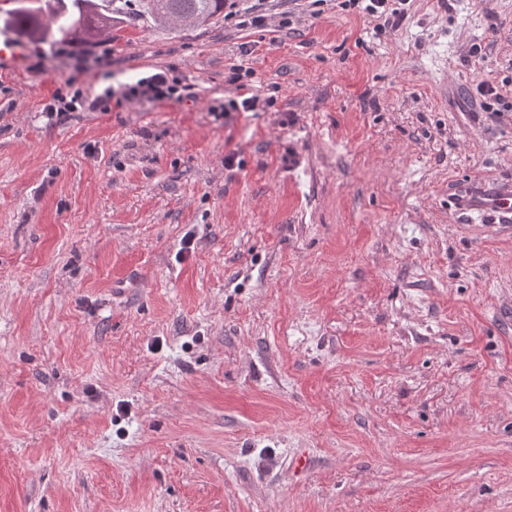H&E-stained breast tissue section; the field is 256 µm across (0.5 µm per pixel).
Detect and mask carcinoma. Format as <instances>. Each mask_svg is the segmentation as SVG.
<instances>
[{
	"label": "carcinoma",
	"mask_w": 512,
	"mask_h": 512,
	"mask_svg": "<svg viewBox=\"0 0 512 512\" xmlns=\"http://www.w3.org/2000/svg\"><path fill=\"white\" fill-rule=\"evenodd\" d=\"M89 0H58L60 10L54 16L57 36L37 33L43 28L39 16L26 10L10 13L3 24L12 29L14 34L28 40L42 42L59 41L72 45L85 46L96 42L98 33L93 24L84 26L73 25V17L81 13ZM107 10L117 18L134 22L143 16L153 21H160V13L189 14L198 19L199 25H205L215 17L224 13V0H106Z\"/></svg>",
	"instance_id": "carcinoma-1"
}]
</instances>
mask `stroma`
I'll return each mask as SVG.
<instances>
[{"label": "stroma", "instance_id": "obj_1", "mask_svg": "<svg viewBox=\"0 0 512 512\" xmlns=\"http://www.w3.org/2000/svg\"><path fill=\"white\" fill-rule=\"evenodd\" d=\"M407 8L0 62V512H512V227L448 207L512 181V0ZM407 0H369V4L365 6L368 15L376 19H384L383 24L378 23L375 27L377 29H391L396 30L403 23L406 12L405 5ZM399 5L400 7H398ZM178 92L173 82L164 71L155 72L142 77L135 84L129 85L124 91L128 100H146L162 102L172 99ZM87 101L82 98L79 93H73L70 99L67 100L66 96L62 93H57L53 97V102L47 106L46 112L51 118L56 120L66 119L71 112H76L78 109L85 108Z\"/></svg>", "mask_w": 512, "mask_h": 512}]
</instances>
